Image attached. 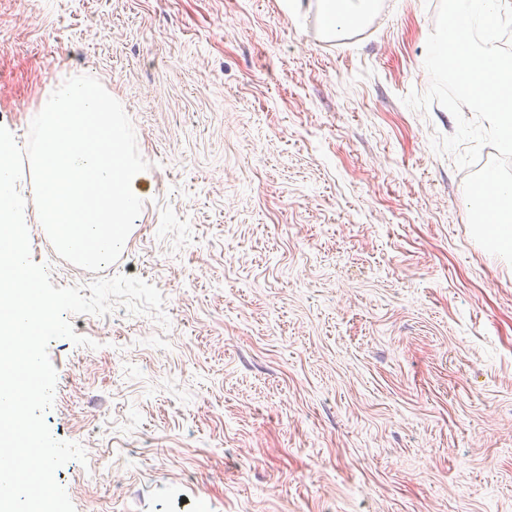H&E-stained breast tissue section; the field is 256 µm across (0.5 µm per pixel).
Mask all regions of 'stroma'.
Instances as JSON below:
<instances>
[{"label": "stroma", "mask_w": 512, "mask_h": 512, "mask_svg": "<svg viewBox=\"0 0 512 512\" xmlns=\"http://www.w3.org/2000/svg\"><path fill=\"white\" fill-rule=\"evenodd\" d=\"M439 0H377L323 31L317 0H0V126L26 145L90 75L146 170L119 259L169 320L73 315L46 422L85 462L74 512H512V265L472 238L456 130L425 92ZM133 336L148 337L140 347Z\"/></svg>", "instance_id": "1"}]
</instances>
